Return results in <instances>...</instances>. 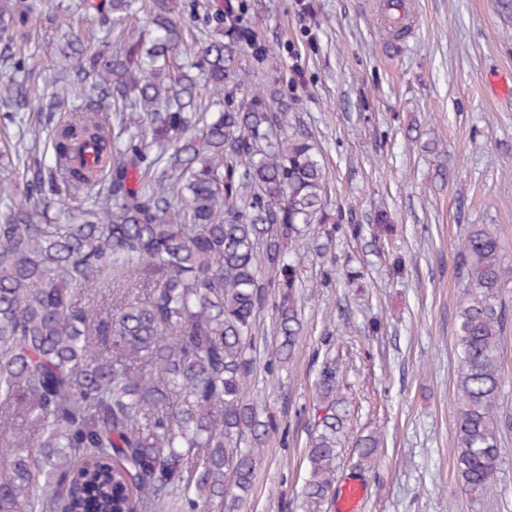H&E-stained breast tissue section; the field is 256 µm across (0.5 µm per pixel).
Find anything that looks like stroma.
Returning a JSON list of instances; mask_svg holds the SVG:
<instances>
[{"mask_svg": "<svg viewBox=\"0 0 512 512\" xmlns=\"http://www.w3.org/2000/svg\"><path fill=\"white\" fill-rule=\"evenodd\" d=\"M33 2L70 20L15 36L29 56L25 122L43 125L45 79L65 94L62 113L83 111L86 98L68 92L65 52L98 22L80 0ZM409 2L398 38L386 0H247L246 20L269 52L245 59L246 69L309 135L329 173L328 219L352 215L363 231L302 248L304 339L286 366H267L278 290L257 319L250 394L280 427L240 512H303L315 383L329 354L351 435L382 439L370 464L351 447L336 462V485H365L361 512H512V281L499 293L509 320L495 493L473 501L456 467L458 312L473 292L458 275L459 245L478 225L512 262V0Z\"/></svg>", "mask_w": 512, "mask_h": 512, "instance_id": "35a3bbf8", "label": "stroma"}]
</instances>
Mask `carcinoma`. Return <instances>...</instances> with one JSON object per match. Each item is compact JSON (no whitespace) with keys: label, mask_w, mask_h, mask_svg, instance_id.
Masks as SVG:
<instances>
[{"label":"carcinoma","mask_w":512,"mask_h":512,"mask_svg":"<svg viewBox=\"0 0 512 512\" xmlns=\"http://www.w3.org/2000/svg\"><path fill=\"white\" fill-rule=\"evenodd\" d=\"M122 45L74 49V70L98 81L110 112H74L27 130V202L0 212V402L36 431L0 468V512H237L260 448L278 432L249 397L255 329L279 289L278 346L286 363L303 324L294 294L300 254L289 243L325 220L328 173L302 131L281 136L288 112L245 83L241 56L265 42L248 5L223 0H83ZM150 16L149 33L123 22ZM35 18L28 0L0 5V56L25 59L14 33ZM211 97L208 111L195 71ZM84 193L73 223L53 204ZM338 218L328 234L357 237ZM459 275L479 290L459 310L458 475L475 500L494 489L500 457L499 289L512 279L498 238L474 227ZM129 288L106 310L78 301ZM339 366L324 362L303 497L332 489L349 410ZM370 458L376 434L356 442ZM205 456L187 471L195 449ZM232 477L227 483L226 477Z\"/></svg>","instance_id":"cac0c4a2"}]
</instances>
